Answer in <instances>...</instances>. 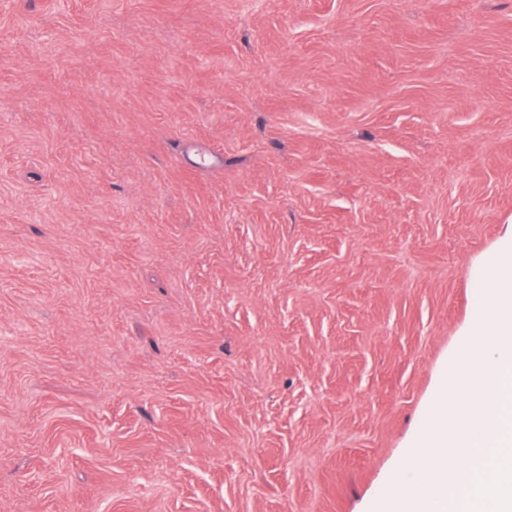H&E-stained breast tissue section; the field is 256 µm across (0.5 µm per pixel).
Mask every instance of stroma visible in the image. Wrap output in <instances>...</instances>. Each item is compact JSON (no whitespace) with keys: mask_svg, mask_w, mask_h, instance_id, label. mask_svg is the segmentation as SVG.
<instances>
[{"mask_svg":"<svg viewBox=\"0 0 512 512\" xmlns=\"http://www.w3.org/2000/svg\"><path fill=\"white\" fill-rule=\"evenodd\" d=\"M512 234V0H0V512H380Z\"/></svg>","mask_w":512,"mask_h":512,"instance_id":"stroma-1","label":"stroma"}]
</instances>
